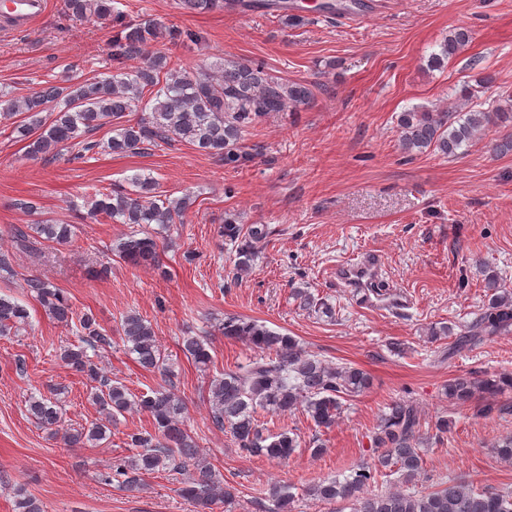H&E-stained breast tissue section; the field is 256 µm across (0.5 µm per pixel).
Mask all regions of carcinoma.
I'll return each mask as SVG.
<instances>
[{
    "label": "carcinoma",
    "instance_id": "obj_1",
    "mask_svg": "<svg viewBox=\"0 0 512 512\" xmlns=\"http://www.w3.org/2000/svg\"><path fill=\"white\" fill-rule=\"evenodd\" d=\"M69 15L76 18L110 20L119 31L112 39L109 57L112 74L104 79L83 77L69 67L62 85L48 84L9 101L6 116L27 114L30 120L13 127L12 133L28 141L27 155L49 158L62 148L73 159L81 160L101 147L117 154H141L150 146L172 142L186 143L226 164L240 166L250 160L242 150L245 133L272 112H298L309 105L313 90L307 84L288 83L254 62L226 61L207 69L181 67L158 49L164 39L199 41L200 36L169 26L155 18L127 21L114 0H65ZM471 41L466 29H456L440 44L432 57L436 67L463 50ZM49 113L50 120L38 117ZM141 113L136 120L128 119ZM512 118V104L504 101L485 110L447 112L439 107L416 105L397 116L400 145L404 153H424L432 149L454 157L462 145L482 135L490 126ZM105 126L112 136L102 144L89 135ZM131 188L116 186L100 192L94 210L118 224L139 229L122 239L119 257L133 266H160L159 244L151 225L173 224L194 204L192 195L155 199L156 183L146 175L130 178ZM72 234L68 224H30L12 229L17 248H33L39 240L67 242ZM224 237L237 243L236 267L251 265L255 249L266 238L264 227L243 229L228 223ZM489 299L482 312L459 334L461 345H477L484 336L512 332V289L505 287L493 271L485 274ZM24 288L61 324L75 319L64 292L46 279L28 276ZM293 295L299 306L327 318L335 315L332 306L318 302L301 288ZM27 308L0 297V336L28 323ZM80 345L59 348L58 359L95 383L89 398L102 417L88 426L70 427L66 410L58 399L47 396L28 398V412L46 428L63 431L70 447H92L106 436L108 426L118 416L139 408L152 418L153 431L129 435L133 455L112 466L113 476L127 489L144 487L143 477L165 471H186L180 488L196 512H213L219 503L230 506L236 488L224 481L210 462L199 457L197 441L187 428L185 404L173 391V382L151 390L135 401L121 383L104 375L95 359L112 347V337L94 315L77 317ZM129 350L139 365L162 376L171 373L152 324L140 314H127L121 325ZM226 338L247 341L258 356L224 371L211 382V419L219 429L230 430L241 451L286 461L298 447L287 432L264 433L258 411L286 414L303 408L318 428H330L340 414L341 399L369 388L370 379L351 365H332L303 350L292 336L239 316H227L221 324ZM186 357L207 367L211 355L207 341L199 336L182 339ZM512 387V375L455 377L448 380L445 395L457 404H466L477 395L493 396L503 387ZM420 419L416 407L395 401L380 416L372 432L379 450L374 462L363 464L343 479L332 478L310 486L306 495L322 503H349L353 512H512V491L477 487L465 481L449 480L427 491L397 489L371 490L380 469L394 466L405 484H412L424 471L420 448ZM269 512H291L294 496L285 486L269 489Z\"/></svg>",
    "mask_w": 512,
    "mask_h": 512
}]
</instances>
